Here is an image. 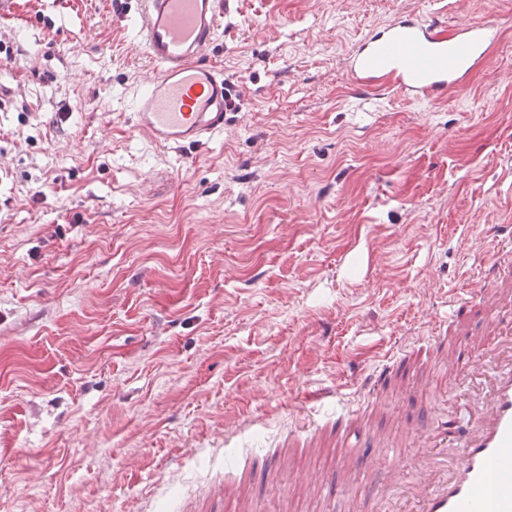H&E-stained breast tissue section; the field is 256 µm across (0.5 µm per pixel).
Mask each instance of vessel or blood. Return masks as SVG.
I'll list each match as a JSON object with an SVG mask.
<instances>
[{
	"label": "vessel or blood",
	"mask_w": 512,
	"mask_h": 512,
	"mask_svg": "<svg viewBox=\"0 0 512 512\" xmlns=\"http://www.w3.org/2000/svg\"><path fill=\"white\" fill-rule=\"evenodd\" d=\"M221 0H136L139 42L153 75L133 106L136 126L158 146L201 147L236 111L235 88L211 55ZM502 39L493 13L450 28L414 13L363 38L346 58L358 89L439 101L467 86ZM475 287L453 296L419 351L389 353L364 384L361 402L340 400L335 425L288 431L289 447L333 439L345 458L362 440L378 446L366 474L383 476L372 512H512V225L481 227ZM448 366L447 397L428 401L431 419L408 432L421 450L408 466L369 424L365 402L397 382L415 397L436 363Z\"/></svg>",
	"instance_id": "1"
}]
</instances>
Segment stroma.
Segmentation results:
<instances>
[{"label":"stroma","mask_w":512,"mask_h":512,"mask_svg":"<svg viewBox=\"0 0 512 512\" xmlns=\"http://www.w3.org/2000/svg\"><path fill=\"white\" fill-rule=\"evenodd\" d=\"M135 0L0 11V512H166L224 480L251 422V512H370L337 448L282 435L426 335L471 281L481 224L512 222V0H232L214 57L223 136L152 144ZM503 39L444 101L357 89L347 54L412 12ZM375 427L404 458L420 402Z\"/></svg>","instance_id":"stroma-1"}]
</instances>
